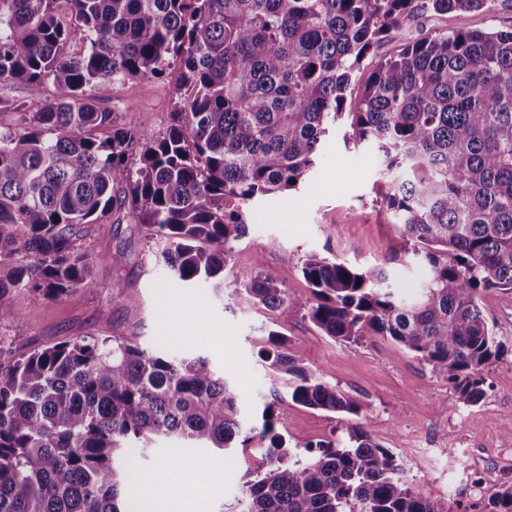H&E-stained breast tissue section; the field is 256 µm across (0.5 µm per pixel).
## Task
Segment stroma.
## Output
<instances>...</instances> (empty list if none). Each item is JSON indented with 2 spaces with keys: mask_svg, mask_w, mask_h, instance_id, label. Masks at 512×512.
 <instances>
[{
  "mask_svg": "<svg viewBox=\"0 0 512 512\" xmlns=\"http://www.w3.org/2000/svg\"><path fill=\"white\" fill-rule=\"evenodd\" d=\"M404 25L416 35L507 29L512 0H486L470 12L418 9ZM175 95L171 81H128L115 85L107 106L121 123L159 136L169 125ZM346 129L337 125L295 188L252 205L249 231L233 244L224 267L223 289L175 282L155 258V235L115 212L104 223L87 225L81 240L95 262L96 288L57 301L16 291L17 317L0 323V343L19 354L103 332L161 354L205 356L234 384L249 418H256L265 402L276 401L277 430L303 458L307 443L343 440L344 421L294 403L287 379L271 381L259 353L269 346V330H276L304 352L323 382L362 401L373 438L402 461V478L450 512H479L487 494L474 490L475 476L490 474L498 484H512V426L506 423L512 415V290L480 296L500 351L484 371L483 398L470 408L456 405L448 381L391 340L370 336L345 347L324 336L305 310L270 312L233 292L240 275L270 271L288 294L311 297L302 264L312 254L356 267L385 264L408 292L426 279L427 267L406 253L384 203L389 177L377 151L346 141ZM118 251L128 262L116 271L111 259ZM116 279L122 289L113 288ZM127 291L137 295V303L125 301ZM179 457V473L201 487L195 512H226L247 472L262 463L240 448L230 453L183 448Z\"/></svg>",
  "mask_w": 512,
  "mask_h": 512,
  "instance_id": "35a3bbf8",
  "label": "stroma"
}]
</instances>
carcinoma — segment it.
<instances>
[{
  "label": "carcinoma",
  "mask_w": 512,
  "mask_h": 512,
  "mask_svg": "<svg viewBox=\"0 0 512 512\" xmlns=\"http://www.w3.org/2000/svg\"><path fill=\"white\" fill-rule=\"evenodd\" d=\"M57 2L0 0V83L31 95L0 97L23 126L0 129V321L15 318L19 289L59 300L94 287L79 241L113 211L162 235L176 282L223 287L252 202L295 187L345 114L349 139L401 174L384 198L428 278L406 297L382 265L310 255L302 273L315 304L271 272L241 275L233 292L270 311L305 308L346 347L388 337L446 378L455 403H479L499 344L478 295L512 290V29L411 36L400 19L415 0H65L66 23ZM387 33L399 51L346 112L354 72ZM138 79L177 87L161 136L101 106L114 84ZM268 340L272 380L288 376L293 402L344 417L345 439L297 458L265 403L249 428L264 468L244 483L241 512H447L398 477L359 399L325 384L278 332ZM242 427L233 386L200 355L100 335L12 356L0 363V512H122L128 444L224 451ZM481 512H512V486Z\"/></svg>",
  "instance_id": "1"
}]
</instances>
